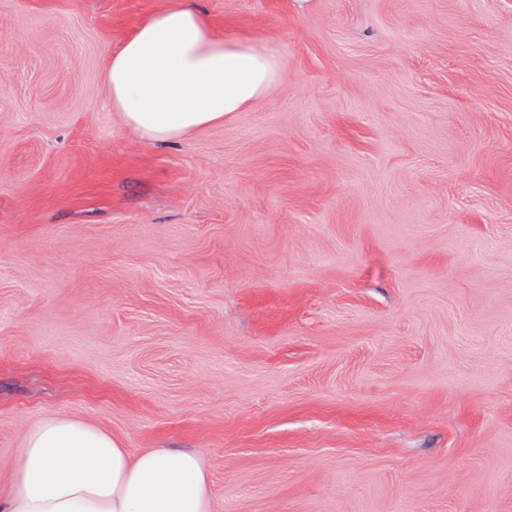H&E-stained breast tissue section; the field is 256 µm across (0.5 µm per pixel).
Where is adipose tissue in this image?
Listing matches in <instances>:
<instances>
[{
	"label": "adipose tissue",
	"mask_w": 512,
	"mask_h": 512,
	"mask_svg": "<svg viewBox=\"0 0 512 512\" xmlns=\"http://www.w3.org/2000/svg\"><path fill=\"white\" fill-rule=\"evenodd\" d=\"M282 76L276 51L219 35L190 0H167L131 29L103 70L109 103L143 140L176 143L224 125L268 96ZM196 453L153 448L130 457L111 434L70 417L24 437L0 512H209Z\"/></svg>",
	"instance_id": "adipose-tissue-1"
}]
</instances>
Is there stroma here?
I'll return each mask as SVG.
<instances>
[{
	"label": "stroma",
	"instance_id": "stroma-1",
	"mask_svg": "<svg viewBox=\"0 0 512 512\" xmlns=\"http://www.w3.org/2000/svg\"><path fill=\"white\" fill-rule=\"evenodd\" d=\"M162 0H0V495L54 416L210 512H512V0H197L283 78L142 141Z\"/></svg>",
	"mask_w": 512,
	"mask_h": 512
}]
</instances>
